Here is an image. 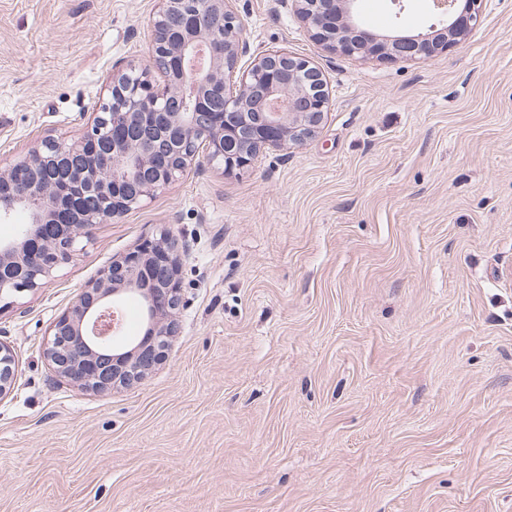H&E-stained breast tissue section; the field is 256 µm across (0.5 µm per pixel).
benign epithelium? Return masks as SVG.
Instances as JSON below:
<instances>
[{
    "mask_svg": "<svg viewBox=\"0 0 512 512\" xmlns=\"http://www.w3.org/2000/svg\"><path fill=\"white\" fill-rule=\"evenodd\" d=\"M153 18L149 64L112 74L108 105L78 141L45 139L0 173V220L18 211L28 224L15 239L0 242V299L47 287L56 268L84 248L93 226L138 209L199 159L233 174L252 167L266 148L300 145L313 137L328 107L322 70L311 61L274 50L253 59L226 92V79L250 51L234 0H159ZM308 22L311 37L348 56L391 61L426 60L475 28L481 0H433L442 27L425 34L379 36L359 19V0H291ZM166 75L153 84L150 73ZM112 129V140H102ZM101 141L100 164L82 165L87 143ZM50 153L74 164L56 178L42 173ZM172 157L171 169L155 176L153 158ZM179 259L165 233L146 239L112 260L74 296L54 321L44 355L54 372L80 389L108 392L148 376L162 361L181 302ZM135 294L146 313L144 334L127 346L115 343L114 314L123 296ZM14 376L11 349L0 343V396Z\"/></svg>",
    "mask_w": 512,
    "mask_h": 512,
    "instance_id": "7a95c632",
    "label": "benign epithelium"
}]
</instances>
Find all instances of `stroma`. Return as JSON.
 <instances>
[{
  "mask_svg": "<svg viewBox=\"0 0 512 512\" xmlns=\"http://www.w3.org/2000/svg\"><path fill=\"white\" fill-rule=\"evenodd\" d=\"M380 35L432 0H361ZM158 0H0V170L83 135L143 67ZM253 54L321 67L327 116L236 175L200 160L95 226L48 287L0 300V512H512V0L423 62L316 43L289 0H236ZM169 232L166 360L107 393L59 381L55 319Z\"/></svg>",
  "mask_w": 512,
  "mask_h": 512,
  "instance_id": "1",
  "label": "stroma"
}]
</instances>
